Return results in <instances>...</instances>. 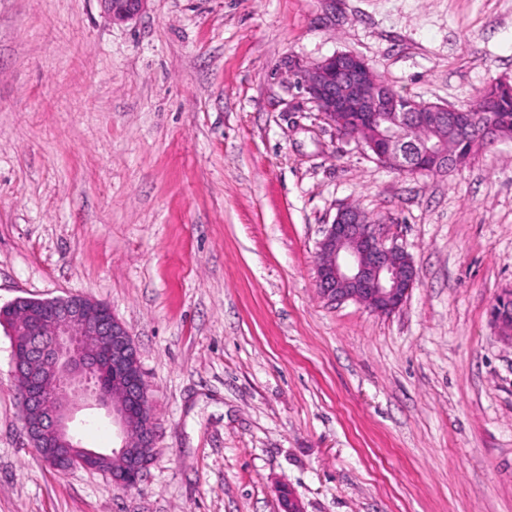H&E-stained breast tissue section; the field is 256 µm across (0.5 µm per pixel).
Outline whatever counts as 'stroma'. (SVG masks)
<instances>
[{"label": "stroma", "instance_id": "35a3bbf8", "mask_svg": "<svg viewBox=\"0 0 512 512\" xmlns=\"http://www.w3.org/2000/svg\"><path fill=\"white\" fill-rule=\"evenodd\" d=\"M338 52L464 107L512 80V0H0V307L107 303L156 431L134 489L49 467L0 328V512H512V141L380 167L299 81ZM346 205L415 264L392 314L318 293ZM149 0H102L112 22H125L141 14ZM493 322L502 336H512V293L507 299L499 300L493 308Z\"/></svg>", "mask_w": 512, "mask_h": 512}]
</instances>
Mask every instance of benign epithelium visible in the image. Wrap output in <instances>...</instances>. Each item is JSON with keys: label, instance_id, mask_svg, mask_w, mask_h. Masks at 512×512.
<instances>
[{"label": "benign epithelium", "instance_id": "7a95c632", "mask_svg": "<svg viewBox=\"0 0 512 512\" xmlns=\"http://www.w3.org/2000/svg\"><path fill=\"white\" fill-rule=\"evenodd\" d=\"M114 22L141 14L148 0H102ZM301 84L323 120L357 141L379 165L394 171L453 170L466 160L456 147L501 142L489 124L472 136L470 111L421 103L395 95L362 57L335 53L301 72ZM316 286L331 303L354 300L371 311H397L416 284L412 258L387 245L361 210L344 206L325 225L317 243ZM0 308V325L14 337V382L22 396V420L32 448L55 468L96 470L114 460L112 484L135 487L155 447L151 398L138 368L126 326L111 309L84 295L51 299L18 297ZM493 322L512 335V294L493 308ZM92 402L107 410L121 433L110 452L83 447L70 423L76 409Z\"/></svg>", "mask_w": 512, "mask_h": 512}]
</instances>
